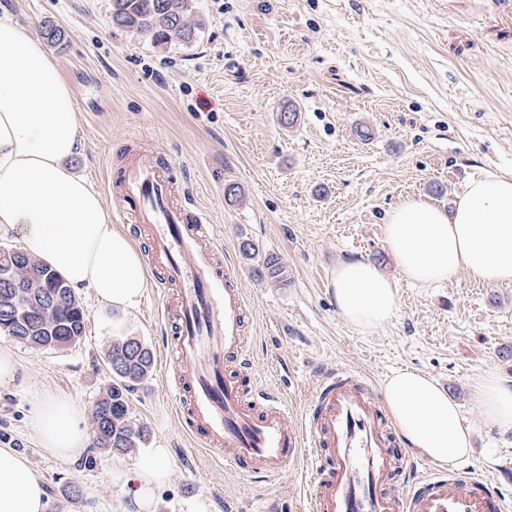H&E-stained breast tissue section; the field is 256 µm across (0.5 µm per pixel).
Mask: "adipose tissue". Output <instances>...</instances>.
I'll list each match as a JSON object with an SVG mask.
<instances>
[{
  "instance_id": "obj_1",
  "label": "adipose tissue",
  "mask_w": 512,
  "mask_h": 512,
  "mask_svg": "<svg viewBox=\"0 0 512 512\" xmlns=\"http://www.w3.org/2000/svg\"><path fill=\"white\" fill-rule=\"evenodd\" d=\"M75 99L56 62L9 17L0 16V224L21 231L25 251L59 272L72 287L123 314L138 308L149 275L132 239L112 224L98 193L65 162L78 150ZM385 241L411 283L432 286L458 273L486 284L512 283V172L472 178L452 210L409 198L394 208ZM329 286L341 320L360 332L387 324L396 312L395 280L364 259L340 262ZM385 406L406 446L440 465L470 455L474 429L458 404L431 377L398 371L382 385ZM474 395L484 427L512 435V380L490 372ZM42 446L61 457L87 442L76 406L42 400L33 420ZM166 449L128 468L112 464L113 483L126 488L139 512H151L169 478ZM38 473L13 449L0 448V512H48Z\"/></svg>"
}]
</instances>
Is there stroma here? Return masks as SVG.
<instances>
[{"mask_svg":"<svg viewBox=\"0 0 512 512\" xmlns=\"http://www.w3.org/2000/svg\"><path fill=\"white\" fill-rule=\"evenodd\" d=\"M111 4L0 0V13L33 37L45 20L64 33L46 51L76 101L81 150L70 169L116 212L112 175L129 138H140L176 178H187L222 230L254 315L252 370L277 384L292 412L305 410L323 372L336 366L376 389L400 369L427 373L476 430L460 473L491 482L512 504V435L483 427L472 394L486 372L512 379V284L483 285L462 272L435 287L413 285L383 236L388 213L405 198L449 210L477 173L512 171V12L485 17L472 0H195V38L153 45L113 25ZM287 106L298 113L290 127L277 121ZM230 183L242 190L233 202ZM246 242L255 247L249 257ZM270 256L287 284L256 275ZM360 258L399 285L394 317L365 333L340 320L328 288L338 261ZM75 295L87 316L80 343L45 351L0 336L18 364L15 378L0 382V446L16 448L42 477L49 512L135 510L112 482L110 453L90 444L59 458L33 430L47 396L74 401L82 426L90 425L95 400L112 383L107 348L121 333L142 338L155 357L130 395L150 439L123 460L135 467L150 449H166L170 477L156 512L306 508L300 471L242 477L189 439L164 385L156 288L119 330L91 289Z\"/></svg>","mask_w":512,"mask_h":512,"instance_id":"35a3bbf8","label":"stroma"}]
</instances>
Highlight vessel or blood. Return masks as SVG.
<instances>
[{"instance_id":"1","label":"vessel or blood","mask_w":512,"mask_h":512,"mask_svg":"<svg viewBox=\"0 0 512 512\" xmlns=\"http://www.w3.org/2000/svg\"><path fill=\"white\" fill-rule=\"evenodd\" d=\"M112 183L119 219L147 236L160 314L174 330L166 384L184 430L213 458L246 477L302 468L310 512H506L491 484L418 467L354 371L324 372L306 413L294 415L252 372L241 270L223 260V236L188 185L150 152L130 154Z\"/></svg>"}]
</instances>
